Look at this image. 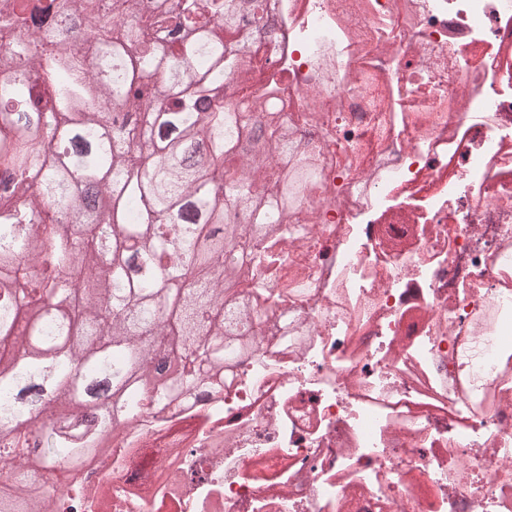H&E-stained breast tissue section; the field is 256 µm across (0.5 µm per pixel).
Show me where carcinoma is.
<instances>
[{
  "label": "carcinoma",
  "instance_id": "cac0c4a2",
  "mask_svg": "<svg viewBox=\"0 0 512 512\" xmlns=\"http://www.w3.org/2000/svg\"><path fill=\"white\" fill-rule=\"evenodd\" d=\"M15 44L0 75V434L51 400L38 457L75 465L117 418L201 387L247 308L224 314V280L278 261L242 243L250 225L294 241L288 223L317 177L288 127L259 116L268 83L219 101L239 45L271 33L259 0H13ZM108 99L111 111L98 112ZM245 142L264 151L251 156ZM109 296L107 305L98 302ZM154 336L190 357L172 376ZM0 512H40L23 497Z\"/></svg>",
  "mask_w": 512,
  "mask_h": 512
}]
</instances>
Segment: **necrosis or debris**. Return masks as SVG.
Returning a JSON list of instances; mask_svg holds the SVG:
<instances>
[{
  "instance_id": "obj_1",
  "label": "necrosis or debris",
  "mask_w": 512,
  "mask_h": 512,
  "mask_svg": "<svg viewBox=\"0 0 512 512\" xmlns=\"http://www.w3.org/2000/svg\"><path fill=\"white\" fill-rule=\"evenodd\" d=\"M278 0L260 53L319 169L219 401L146 414L49 512H512V0Z\"/></svg>"
}]
</instances>
